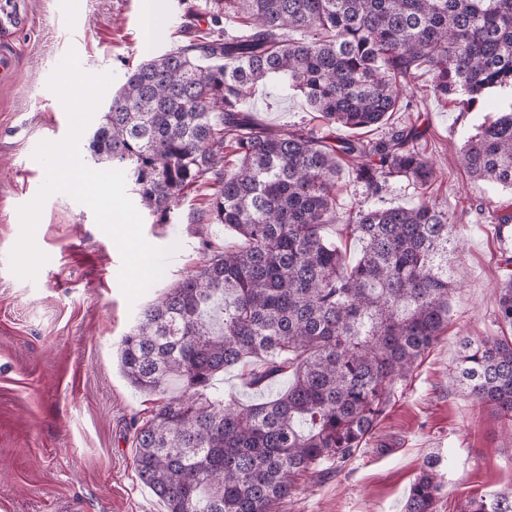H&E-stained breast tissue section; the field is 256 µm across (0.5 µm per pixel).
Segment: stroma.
Returning a JSON list of instances; mask_svg holds the SVG:
<instances>
[{
	"instance_id": "obj_1",
	"label": "stroma",
	"mask_w": 512,
	"mask_h": 512,
	"mask_svg": "<svg viewBox=\"0 0 512 512\" xmlns=\"http://www.w3.org/2000/svg\"><path fill=\"white\" fill-rule=\"evenodd\" d=\"M155 2L157 34L149 42L143 0H0V9L23 20L5 39L12 66L0 74V512H164L134 463L133 422L155 402L128 384L118 348L141 310L202 264L206 244H237L223 225L198 222L207 187L187 188L170 223L144 216L146 241L171 255L162 278L135 303L119 287L116 244L86 205L64 193L46 200L36 227V244L48 257L36 279L9 269L18 209L45 179L34 150L68 130L65 109L47 86L66 53L76 51L85 72L112 73L117 88L145 59L211 26L209 14L191 11L192 0ZM429 83L425 75L416 80V112H395L389 121L426 115L422 150L436 176L423 188L392 181L383 202L410 206L427 196L462 219L455 260L462 281L450 301L448 332L419 362L366 447L343 468L331 465L313 478L285 512H402L409 484L432 456L451 461L439 512H459L470 496L512 490V438L449 379L461 337L500 332L495 287L512 257V230L500 232L488 213L512 193L457 165L465 133L485 115L434 97ZM242 108L274 130L330 133L302 96L275 79Z\"/></svg>"
}]
</instances>
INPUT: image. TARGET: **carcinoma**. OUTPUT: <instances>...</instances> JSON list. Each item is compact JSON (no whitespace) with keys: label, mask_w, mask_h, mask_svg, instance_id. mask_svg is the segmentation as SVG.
Returning <instances> with one entry per match:
<instances>
[{"label":"carcinoma","mask_w":512,"mask_h":512,"mask_svg":"<svg viewBox=\"0 0 512 512\" xmlns=\"http://www.w3.org/2000/svg\"><path fill=\"white\" fill-rule=\"evenodd\" d=\"M216 28L127 73L88 142L122 170L156 224L184 190L207 185L206 220L240 243L210 249L201 266L140 313L123 338L122 371L157 396L137 428L135 467L165 512H280L327 463L350 462L422 356L448 330L459 247L448 209L357 205L341 233L349 260L324 235L338 221L342 162L381 199L389 183L424 186L434 169L423 133L392 125L372 142L275 132L242 110L271 77L299 92L326 124L352 130L410 108L415 80L436 97L465 96L495 118L465 136L460 166L512 191V0H203ZM243 29L220 27L223 13ZM293 31L306 36L295 39ZM237 162L227 167L224 148ZM502 335L465 338L455 380L512 435V273L497 288ZM247 366L258 389L244 403L216 383ZM444 483L427 461L403 512H438ZM460 512H512V492L471 497Z\"/></svg>","instance_id":"obj_1"}]
</instances>
